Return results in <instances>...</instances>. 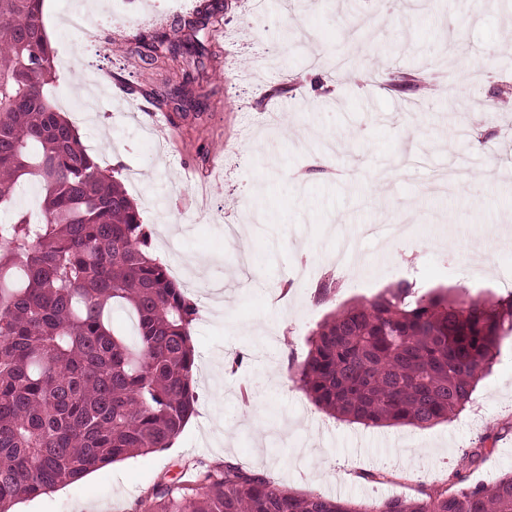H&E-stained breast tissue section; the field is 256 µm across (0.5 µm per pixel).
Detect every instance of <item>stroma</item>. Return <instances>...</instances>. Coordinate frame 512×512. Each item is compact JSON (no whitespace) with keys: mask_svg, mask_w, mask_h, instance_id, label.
<instances>
[{"mask_svg":"<svg viewBox=\"0 0 512 512\" xmlns=\"http://www.w3.org/2000/svg\"><path fill=\"white\" fill-rule=\"evenodd\" d=\"M200 0H130L112 18L95 0L105 43L82 48L61 33L72 0H44L55 51L69 52L50 92L66 101L82 143L119 178L152 232L154 254L199 314L197 413L171 448L92 471L15 512H136L154 484L191 467L233 463L305 493L355 502L416 498L474 486L512 468V336L461 413L428 429L366 427L319 409L290 377L307 338L329 313L400 279L424 289L464 287L498 297L512 290V9L503 0H223L209 27L204 106L183 116L147 108L118 79L160 87L171 66L126 53L137 35L170 31ZM391 48L362 56L364 84L333 77L325 63L354 48L352 27ZM276 40L284 53L262 66L246 46ZM109 92L98 121L74 99L94 83ZM468 174L447 195L433 170ZM403 214L409 239L380 249L367 224ZM262 215L247 243L224 227ZM356 247L344 286L316 303L315 281L292 285L302 264L324 263L344 239ZM206 259L189 275L194 258Z\"/></svg>","mask_w":512,"mask_h":512,"instance_id":"1","label":"stroma"}]
</instances>
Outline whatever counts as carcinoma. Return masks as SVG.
<instances>
[{"label":"carcinoma","instance_id":"1","mask_svg":"<svg viewBox=\"0 0 512 512\" xmlns=\"http://www.w3.org/2000/svg\"><path fill=\"white\" fill-rule=\"evenodd\" d=\"M44 0H0V512L85 474L168 448L195 411L196 306L153 257L151 233L121 183L49 96L55 55ZM215 0L169 33L134 38L145 65L179 80L123 86L156 109L201 111ZM43 219L17 208L24 182ZM137 319L135 340L110 310ZM512 335V293L494 300L399 280L341 306L312 330L296 382L326 413L366 426L427 428L463 410ZM141 512H512V471L491 483L363 504L297 493L226 463L160 481Z\"/></svg>","mask_w":512,"mask_h":512}]
</instances>
